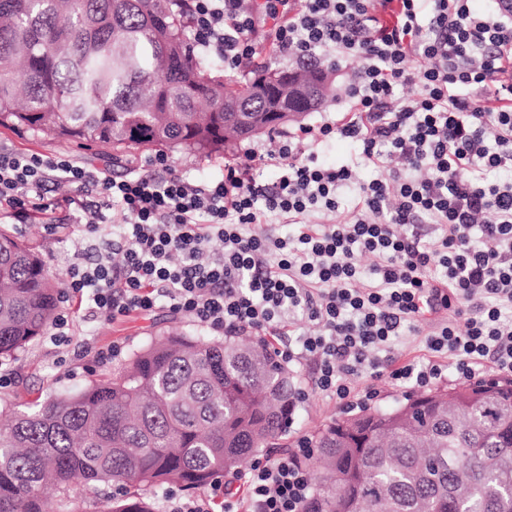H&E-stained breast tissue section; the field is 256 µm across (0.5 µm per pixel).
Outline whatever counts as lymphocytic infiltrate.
Here are the masks:
<instances>
[{
    "mask_svg": "<svg viewBox=\"0 0 512 512\" xmlns=\"http://www.w3.org/2000/svg\"><path fill=\"white\" fill-rule=\"evenodd\" d=\"M201 51L240 70L264 51L315 57L331 49L362 66L348 89L351 107L338 121L271 135L247 148L245 165L222 177L190 180L167 154L114 178L72 159L0 149V223L24 224L65 207L98 234L118 209L123 234L95 266L73 265L64 291L85 300L91 320H115L164 306L228 336H282L297 325L286 362H308L316 388L349 410L373 400L355 394L363 370L400 385L426 388L448 367L399 364L394 342L404 327L446 313L427 339L453 358L458 378H512V184L485 171L512 170V14L473 11L471 0H173ZM342 137L388 177L360 185L356 209L337 219L336 191L346 166L320 162L319 146ZM278 168L274 185L258 180ZM73 185V196H48V184ZM285 218L300 225L289 240L260 233ZM438 225L431 248L400 225ZM221 240L222 252L209 251ZM121 253L112 263V253ZM380 258L379 282L360 283V254ZM308 437L294 448L231 472L207 492L169 498L167 512H304L313 494ZM243 481L245 494L227 493Z\"/></svg>",
    "mask_w": 512,
    "mask_h": 512,
    "instance_id": "lymphocytic-infiltrate-1",
    "label": "lymphocytic infiltrate"
}]
</instances>
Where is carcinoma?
Returning a JSON list of instances; mask_svg holds the SVG:
<instances>
[{
  "instance_id": "carcinoma-1",
  "label": "carcinoma",
  "mask_w": 512,
  "mask_h": 512,
  "mask_svg": "<svg viewBox=\"0 0 512 512\" xmlns=\"http://www.w3.org/2000/svg\"><path fill=\"white\" fill-rule=\"evenodd\" d=\"M223 71L194 50L170 0H0V128L117 155L208 157L251 137L224 130V101L263 121L256 80L275 74ZM60 288L34 248L0 229V358L41 335ZM294 396L261 344L155 338L112 377L0 425V512H86L73 487L112 482L125 493L108 512H155L152 491L197 490L278 444ZM423 398L319 429L307 512H512V378Z\"/></svg>"
}]
</instances>
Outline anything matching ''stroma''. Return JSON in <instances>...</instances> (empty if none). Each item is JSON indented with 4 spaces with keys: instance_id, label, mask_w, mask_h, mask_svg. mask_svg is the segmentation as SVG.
Returning a JSON list of instances; mask_svg holds the SVG:
<instances>
[{
    "instance_id": "obj_1",
    "label": "stroma",
    "mask_w": 512,
    "mask_h": 512,
    "mask_svg": "<svg viewBox=\"0 0 512 512\" xmlns=\"http://www.w3.org/2000/svg\"><path fill=\"white\" fill-rule=\"evenodd\" d=\"M321 64H333L332 78L336 96L325 106L305 117L308 125L341 118L350 107L345 95L347 84L354 78L361 63L357 60L335 61L333 54H320ZM0 148L19 152H39L45 155L68 154L87 160L95 167H111L113 175L124 173L122 163L114 161L111 151L88 148L76 142L43 140L28 133L0 130ZM322 161L348 165L352 180L341 186L338 200L342 209H352L358 201L359 185L376 178V171L364 165L360 149L356 144L334 139L319 150ZM170 162L176 172L209 179L220 175L225 163H241L245 157L240 148L206 159L187 152H173ZM19 239L32 246L48 270L59 277H66L71 265L83 266L94 263L102 245L101 238L86 235L83 226L73 224L67 230L54 235L48 234L41 217H34L17 233ZM61 310L69 315L67 345H55L49 334H42L18 352L15 358L0 361V375L8 378L6 387L0 388V419L16 410H23L33 403H44L52 395L77 391L91 381L111 376L112 372L127 363L132 350L139 348L158 336L176 331L186 336L207 335V328L184 316H175L166 308H159L147 315H136L117 321L89 322L77 301L61 303ZM441 315L419 320L415 330L401 336L395 345V354L403 363H423L428 358L425 339L441 322ZM97 349L117 347L118 354L108 360L97 359L85 354V345ZM290 375L296 386L308 389L309 396L294 424L283 439L285 447H292L296 439L313 433L323 424L343 417L344 411L335 398L312 390L311 365L304 364L290 368Z\"/></svg>"
}]
</instances>
